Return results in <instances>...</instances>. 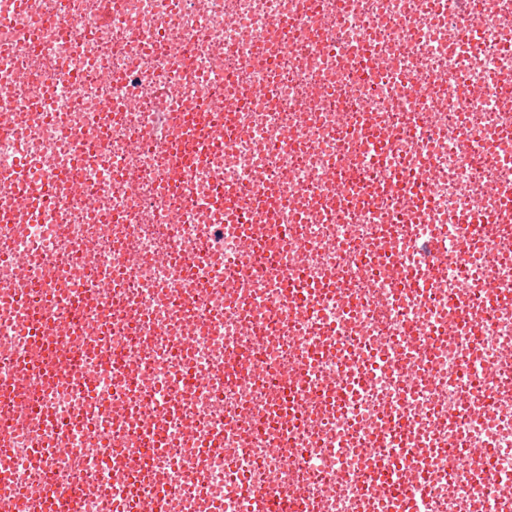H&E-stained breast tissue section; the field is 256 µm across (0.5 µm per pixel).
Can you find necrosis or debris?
Segmentation results:
<instances>
[{
  "instance_id": "necrosis-or-debris-1",
  "label": "necrosis or debris",
  "mask_w": 512,
  "mask_h": 512,
  "mask_svg": "<svg viewBox=\"0 0 512 512\" xmlns=\"http://www.w3.org/2000/svg\"><path fill=\"white\" fill-rule=\"evenodd\" d=\"M111 3L104 22L99 0H0V20L26 37L0 38V169L22 154L55 181L36 220L0 223V251L65 256L49 272L0 258V285L24 296L38 278L76 299L57 316L71 351L87 354L44 397L6 363L26 342V310L0 311V512L39 475L77 466L83 512H112L114 471L134 459L149 472L131 493L189 486L183 512H250L273 492L292 512H394L420 485L436 512H497L512 492V413L499 399L512 387V308L483 303L472 284L512 290V244L487 256L455 240L469 216L498 210L491 184L512 179L499 166L512 158V0ZM270 83L275 94L256 96ZM206 86L234 108V146L189 167L171 142ZM425 163L429 203L411 224L405 190ZM339 182L351 198L331 199ZM221 185L237 190L228 209L269 191L288 205L204 242ZM437 224L445 251L422 250ZM280 272L283 288L324 291L283 300L262 283ZM218 276L251 285L192 303L177 292ZM343 285L353 304L339 301ZM189 366L206 381L177 382ZM163 398L176 415L158 456L140 423ZM20 404L57 422L66 450L48 464L15 421ZM219 427L224 454L200 456ZM396 468L410 482L372 495L368 471Z\"/></svg>"
}]
</instances>
